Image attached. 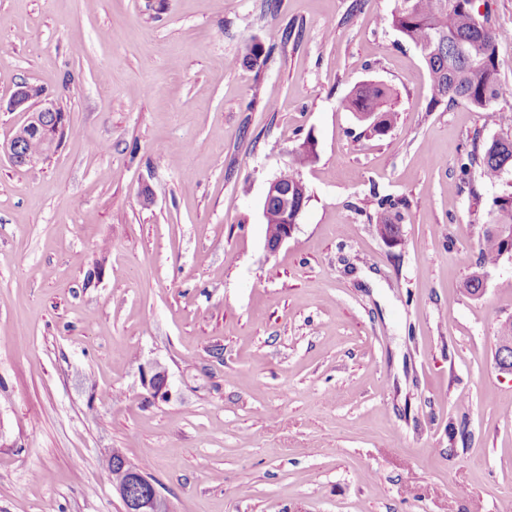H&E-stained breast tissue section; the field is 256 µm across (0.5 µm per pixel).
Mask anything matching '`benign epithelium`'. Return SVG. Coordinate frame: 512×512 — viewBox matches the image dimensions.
I'll return each mask as SVG.
<instances>
[{
  "label": "benign epithelium",
  "mask_w": 512,
  "mask_h": 512,
  "mask_svg": "<svg viewBox=\"0 0 512 512\" xmlns=\"http://www.w3.org/2000/svg\"><path fill=\"white\" fill-rule=\"evenodd\" d=\"M13 106L24 108L26 119L5 145H0L9 162L15 167L32 164L36 157L22 152L23 142L31 137L43 141V155L54 153L65 131V114L59 112L55 103L46 98L37 85L22 82L13 96ZM308 202L304 181H299L296 189H291L276 177L270 181L265 193L262 212L269 205H277L285 220L283 224H274L265 235V250L276 254L283 243L292 237L298 226V219ZM124 469L127 481L116 486L123 505V512H169V505L157 486L138 466L126 461Z\"/></svg>",
  "instance_id": "benign-epithelium-1"
}]
</instances>
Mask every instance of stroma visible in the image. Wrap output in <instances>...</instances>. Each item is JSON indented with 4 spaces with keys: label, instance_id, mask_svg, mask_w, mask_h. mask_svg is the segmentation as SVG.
<instances>
[{
    "label": "stroma",
    "instance_id": "obj_1",
    "mask_svg": "<svg viewBox=\"0 0 512 512\" xmlns=\"http://www.w3.org/2000/svg\"><path fill=\"white\" fill-rule=\"evenodd\" d=\"M476 5L511 33L495 123L432 104L397 0H0V143L21 81L67 119L55 154L0 158V512H122L115 449L171 512H499L512 260L463 283L512 171L461 165L512 134V0ZM365 83L391 93L380 138L343 105ZM308 137L267 254L263 196ZM312 161L313 156L310 152L298 151L292 156L288 166L279 174L284 183L277 176L268 185L262 203V215L265 224L272 225L271 230L265 235L264 245L266 252L270 255L279 251L283 243L292 237L298 226V219L308 202L307 188L302 178L294 191L291 188L288 189V187L295 185L300 178V169ZM298 196L301 198L300 203L294 205L293 202L298 200ZM270 204L278 206L285 220L284 224H281L280 213L277 209L270 208L266 215Z\"/></svg>",
    "mask_w": 512,
    "mask_h": 512
}]
</instances>
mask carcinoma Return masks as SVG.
<instances>
[{
  "label": "carcinoma",
  "instance_id": "cac0c4a2",
  "mask_svg": "<svg viewBox=\"0 0 512 512\" xmlns=\"http://www.w3.org/2000/svg\"><path fill=\"white\" fill-rule=\"evenodd\" d=\"M392 24L406 41L420 50L429 71L432 103L460 100L486 114L504 111L499 106L503 92L496 67V45L503 38V31L495 28L488 16L476 13L475 0H398ZM270 53L271 49L254 43L242 64L254 68L261 57L267 58ZM388 100L385 86L367 83L358 87L344 106L353 112L375 114L378 122L370 128V134L381 137L392 126L391 113L385 109ZM312 161L310 152H297L280 173L282 181L295 185L300 169ZM478 168L480 177L490 182L512 170V135L492 139L478 159ZM493 205L497 223L512 225V196L497 197ZM509 246L512 241L505 236L485 230L479 266L497 263ZM121 457L120 452L114 451L105 459L114 484L125 480L119 465Z\"/></svg>",
  "mask_w": 512,
  "mask_h": 512
}]
</instances>
